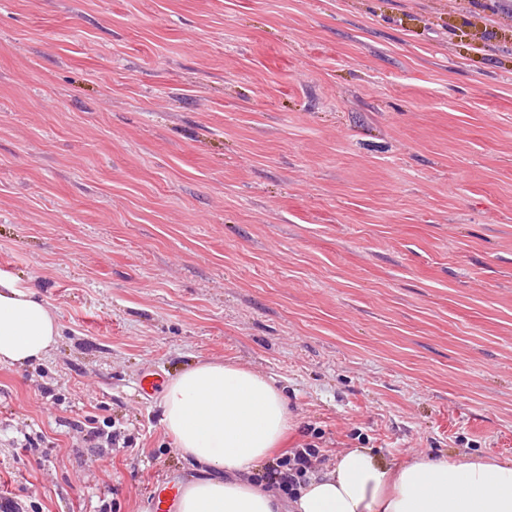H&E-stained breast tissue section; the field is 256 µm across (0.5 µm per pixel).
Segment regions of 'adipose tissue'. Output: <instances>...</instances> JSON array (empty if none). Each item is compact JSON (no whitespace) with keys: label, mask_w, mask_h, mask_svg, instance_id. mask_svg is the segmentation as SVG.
I'll return each instance as SVG.
<instances>
[{"label":"adipose tissue","mask_w":512,"mask_h":512,"mask_svg":"<svg viewBox=\"0 0 512 512\" xmlns=\"http://www.w3.org/2000/svg\"><path fill=\"white\" fill-rule=\"evenodd\" d=\"M57 315L30 288L0 276V364L45 358ZM161 422L179 454L203 472L176 512H512V462L420 456L382 466L360 448L307 473L296 500L250 479L289 427L288 404L271 378L232 363L200 362L166 386Z\"/></svg>","instance_id":"1"}]
</instances>
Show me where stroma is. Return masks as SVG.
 Wrapping results in <instances>:
<instances>
[{"mask_svg":"<svg viewBox=\"0 0 512 512\" xmlns=\"http://www.w3.org/2000/svg\"><path fill=\"white\" fill-rule=\"evenodd\" d=\"M0 0V505L201 473L149 373L271 377L287 447L512 461V0ZM129 440L91 448L89 427ZM58 336V317L37 293L0 276V364L40 361Z\"/></svg>","mask_w":512,"mask_h":512,"instance_id":"1","label":"stroma"}]
</instances>
